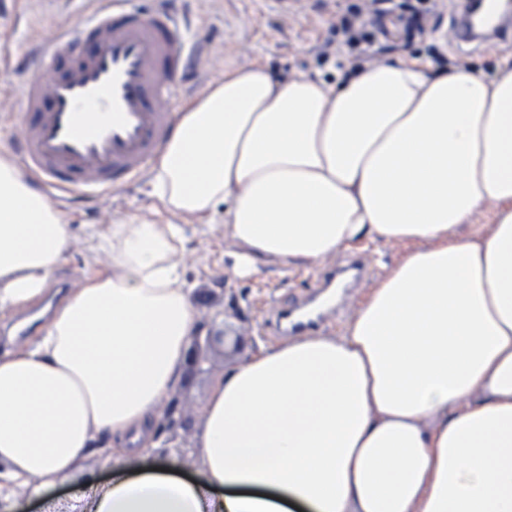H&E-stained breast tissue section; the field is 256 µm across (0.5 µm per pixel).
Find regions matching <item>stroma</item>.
I'll return each instance as SVG.
<instances>
[{"label": "stroma", "instance_id": "35a3bbf8", "mask_svg": "<svg viewBox=\"0 0 512 512\" xmlns=\"http://www.w3.org/2000/svg\"><path fill=\"white\" fill-rule=\"evenodd\" d=\"M354 0H190L193 20L187 32L188 43L204 42L206 52L199 64L209 83L223 80L229 69L250 63L264 64L271 75L284 82L300 75L318 76L333 83L348 72L351 57L342 50L318 60L316 46L331 37L334 15ZM436 13L426 24L424 34L413 39L389 38L379 60L401 56L422 58L437 73L450 71V59L466 61L469 70L494 77L504 59L512 60V42L490 48L461 49L448 36L452 9L449 0H436ZM88 0L52 9L42 0H0V155L12 156L23 121L20 95L29 73L23 62L39 40L54 26L70 24L78 11H89ZM149 180H141L91 201H75L63 211L73 218V232L64 256L52 276L49 295H57L58 283L76 290L97 269L109 263L97 242L110 225L129 217L144 220L164 217L160 203L150 195ZM180 256L185 280L195 290L197 319L212 324L215 314L224 317L225 335L239 339L238 349L225 354L210 351L208 372L191 377L181 398L195 425L205 415V397L211 382L223 377L235 363L260 349L276 346L278 337L265 328L271 305L309 291L315 284L318 267H291L272 263L259 273L242 276L235 265L241 252L224 235L222 214L202 224L187 218Z\"/></svg>", "mask_w": 512, "mask_h": 512}]
</instances>
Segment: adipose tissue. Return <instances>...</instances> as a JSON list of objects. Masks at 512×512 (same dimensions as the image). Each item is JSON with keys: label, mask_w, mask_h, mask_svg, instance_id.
Masks as SVG:
<instances>
[{"label": "adipose tissue", "mask_w": 512, "mask_h": 512, "mask_svg": "<svg viewBox=\"0 0 512 512\" xmlns=\"http://www.w3.org/2000/svg\"><path fill=\"white\" fill-rule=\"evenodd\" d=\"M167 220L112 225L35 348L0 356L10 512L78 480L82 512H512V67L429 75L413 58L338 86L230 69L179 112L153 167ZM491 224L458 235L483 205ZM224 212L241 267L311 266L363 240L412 248L337 337L302 336L214 381L192 480L151 459L196 307L183 217ZM70 219L0 156V311L37 300ZM108 447L99 448L94 456H92L85 464V468L81 477L83 482L93 484L95 482H101L110 472L107 466V460L110 459L109 454L105 455V451L110 448Z\"/></svg>", "instance_id": "obj_1"}]
</instances>
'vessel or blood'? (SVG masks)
<instances>
[{"mask_svg": "<svg viewBox=\"0 0 512 512\" xmlns=\"http://www.w3.org/2000/svg\"><path fill=\"white\" fill-rule=\"evenodd\" d=\"M175 0H93L77 25L43 37L21 93L24 121L15 153L20 168L54 192L55 200L89 198L144 176L175 122L173 92L196 75L182 42ZM373 270L349 255L320 273L315 285L351 291ZM320 318L302 307L273 309L280 335L317 330Z\"/></svg>", "mask_w": 512, "mask_h": 512, "instance_id": "1", "label": "vessel or blood"}]
</instances>
